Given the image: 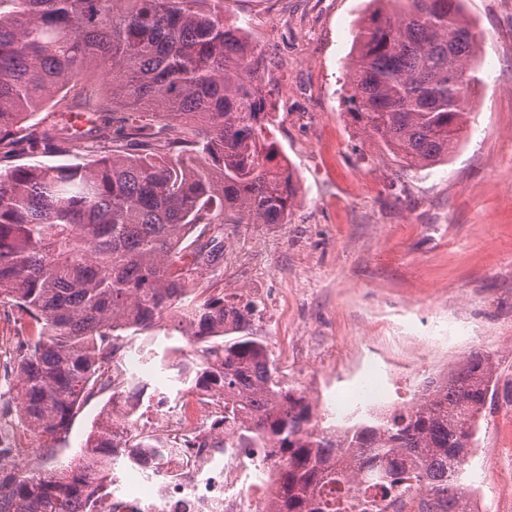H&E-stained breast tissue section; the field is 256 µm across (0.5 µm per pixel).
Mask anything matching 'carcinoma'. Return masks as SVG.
<instances>
[{"instance_id": "cac0c4a2", "label": "carcinoma", "mask_w": 512, "mask_h": 512, "mask_svg": "<svg viewBox=\"0 0 512 512\" xmlns=\"http://www.w3.org/2000/svg\"><path fill=\"white\" fill-rule=\"evenodd\" d=\"M344 95L368 138L420 169L448 159L480 81L481 31L463 0H372ZM255 48L224 0H0V160L41 147L77 164L0 170V303L40 325L16 368L19 419L58 454L124 348L183 389L224 393L238 448H268V512H470L479 422L494 409L492 355L474 350L414 402L325 427L277 374L254 309L192 283L224 260L225 224H283L296 199L267 143ZM80 109L88 125L36 119ZM184 347L155 348L166 314ZM109 417L85 447L112 454ZM112 480L90 455L0 474V512H95Z\"/></svg>"}]
</instances>
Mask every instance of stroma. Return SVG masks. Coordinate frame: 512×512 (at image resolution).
Returning a JSON list of instances; mask_svg holds the SVG:
<instances>
[{
    "label": "stroma",
    "mask_w": 512,
    "mask_h": 512,
    "mask_svg": "<svg viewBox=\"0 0 512 512\" xmlns=\"http://www.w3.org/2000/svg\"><path fill=\"white\" fill-rule=\"evenodd\" d=\"M368 3L224 0L260 57L259 83L276 104L270 139L298 196L287 223L225 225L224 263L196 280V294L256 301L253 330L280 378L329 422L364 364H379L399 406L468 351L489 352L497 406L480 425L489 452L471 456L467 482L490 512L512 476V0H465L483 32L468 132L447 162L421 170L382 152L347 113L343 84ZM436 323L451 347L435 354L424 338ZM36 332L31 317L0 306V417L16 406L5 363ZM105 401L82 407L58 461L79 454ZM495 504L507 512L512 498Z\"/></svg>",
    "instance_id": "35a3bbf8"
}]
</instances>
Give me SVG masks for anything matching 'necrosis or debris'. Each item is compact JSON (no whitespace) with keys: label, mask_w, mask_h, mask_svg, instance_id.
<instances>
[{"label":"necrosis or debris","mask_w":512,"mask_h":512,"mask_svg":"<svg viewBox=\"0 0 512 512\" xmlns=\"http://www.w3.org/2000/svg\"><path fill=\"white\" fill-rule=\"evenodd\" d=\"M157 382L149 399L126 393L112 400V430L127 437L144 407L154 408L161 430L152 447L117 459L112 492L97 512H263L276 471L253 451L217 447L212 428L224 423V396L210 389L177 395Z\"/></svg>","instance_id":"necrosis-or-debris-1"}]
</instances>
